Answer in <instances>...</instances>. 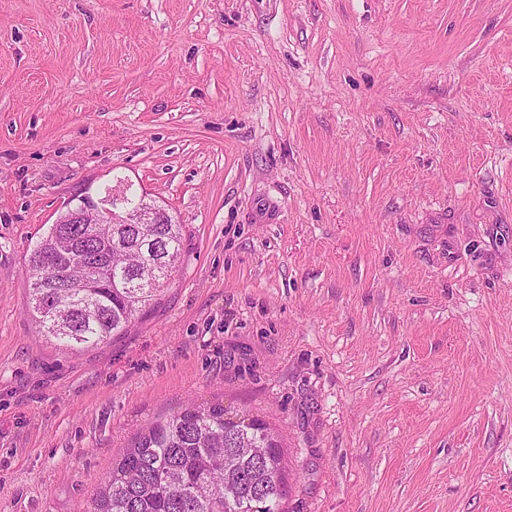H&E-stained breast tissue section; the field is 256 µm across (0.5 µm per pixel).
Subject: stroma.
I'll return each mask as SVG.
<instances>
[{
  "label": "stroma",
  "instance_id": "stroma-1",
  "mask_svg": "<svg viewBox=\"0 0 512 512\" xmlns=\"http://www.w3.org/2000/svg\"><path fill=\"white\" fill-rule=\"evenodd\" d=\"M121 183L183 261L59 349L28 255ZM213 400L285 512H512V0H0V512H85Z\"/></svg>",
  "mask_w": 512,
  "mask_h": 512
}]
</instances>
